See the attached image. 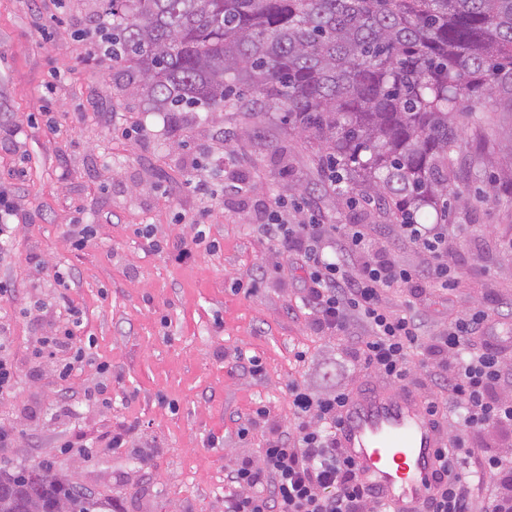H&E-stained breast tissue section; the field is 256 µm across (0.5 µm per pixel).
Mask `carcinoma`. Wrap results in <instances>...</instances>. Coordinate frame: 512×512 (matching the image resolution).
<instances>
[{"label": "carcinoma", "instance_id": "1", "mask_svg": "<svg viewBox=\"0 0 512 512\" xmlns=\"http://www.w3.org/2000/svg\"><path fill=\"white\" fill-rule=\"evenodd\" d=\"M99 28L159 112L284 113L320 173L399 224L463 191L472 103L512 96V0H109ZM0 512H112L47 467L0 469Z\"/></svg>", "mask_w": 512, "mask_h": 512}]
</instances>
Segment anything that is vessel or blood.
I'll use <instances>...</instances> for the list:
<instances>
[{"label":"vessel or blood","instance_id":"obj_1","mask_svg":"<svg viewBox=\"0 0 512 512\" xmlns=\"http://www.w3.org/2000/svg\"><path fill=\"white\" fill-rule=\"evenodd\" d=\"M336 441L388 512H423L436 493L446 435L412 387L358 389L342 410Z\"/></svg>","mask_w":512,"mask_h":512}]
</instances>
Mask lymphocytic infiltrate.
I'll return each mask as SVG.
<instances>
[{"mask_svg":"<svg viewBox=\"0 0 512 512\" xmlns=\"http://www.w3.org/2000/svg\"><path fill=\"white\" fill-rule=\"evenodd\" d=\"M264 231L301 260L313 324L326 336H350L353 367L398 384L409 380L414 357H421L436 385L448 389L447 399H429L433 413L461 410L439 451L440 485L424 512H512V340H485L492 316L482 309L428 336L413 305H385L395 288L448 287L453 258L444 225L398 227V241L429 253L423 269L377 256L353 273L347 260L369 250L365 225L271 223ZM355 320L364 331L354 336ZM288 394L292 423L288 430L271 431L257 459H239L229 468L224 512H378L379 503L336 446L349 390L319 395L294 382ZM479 487L486 493L482 504L474 496Z\"/></svg>","mask_w":512,"mask_h":512,"instance_id":"lymphocytic-infiltrate-1","label":"lymphocytic infiltrate"}]
</instances>
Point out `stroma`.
Returning a JSON list of instances; mask_svg holds the SVG:
<instances>
[{"label":"stroma","mask_w":512,"mask_h":512,"mask_svg":"<svg viewBox=\"0 0 512 512\" xmlns=\"http://www.w3.org/2000/svg\"><path fill=\"white\" fill-rule=\"evenodd\" d=\"M104 17L103 0H0V126L21 129L0 143V187L17 207L0 250V279L16 286L0 300L16 372L0 396V427L14 435L0 468L49 463L122 512H224L228 464L259 450L239 437L255 410L287 430L289 383L329 389L347 349L315 329L299 260L262 225L365 224L372 251L417 269L426 257L395 243L378 208L337 198L281 113L149 111L111 60L89 54ZM474 110L485 136H466L453 155L464 199L426 218L447 225L456 278L386 298L394 309L413 301L429 335L486 308L492 335L512 336V253L501 247L512 239V199L488 183L512 156V108L492 98ZM201 179L215 195L195 192ZM199 218L207 238L187 264L138 233L188 243ZM72 224L91 227L83 250L70 246ZM60 267L71 273L63 287ZM75 309V338L48 353ZM245 355L261 360V374L243 369ZM69 361L73 372L58 378ZM101 386L105 404L92 397ZM123 427L126 446L109 447Z\"/></svg>","instance_id":"35a3bbf8"}]
</instances>
